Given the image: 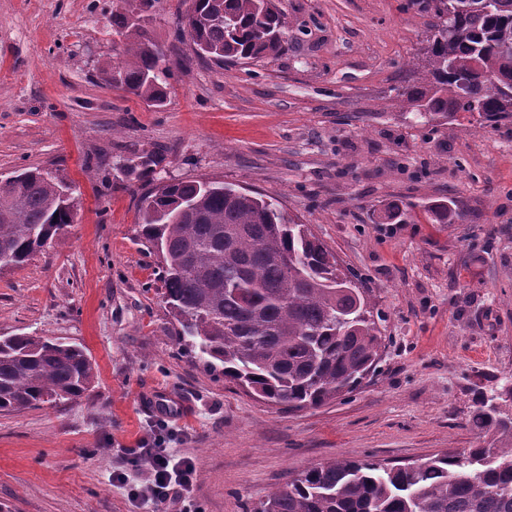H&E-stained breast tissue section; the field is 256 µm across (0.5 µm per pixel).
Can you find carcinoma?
I'll use <instances>...</instances> for the list:
<instances>
[{
	"mask_svg": "<svg viewBox=\"0 0 512 512\" xmlns=\"http://www.w3.org/2000/svg\"><path fill=\"white\" fill-rule=\"evenodd\" d=\"M184 17L195 52L218 65L283 52L290 23L273 0H191ZM432 18L424 65L398 90L429 117L476 112L512 119V0H410ZM112 23L126 59L100 68L108 86L164 100L167 54L123 8ZM59 174L26 170L0 185V270L19 268L74 223ZM139 241L156 254L163 298L186 351L246 392L290 409L319 407L355 390L376 369L382 336L370 299L338 287L336 256L277 200L224 184H159L141 198ZM190 211L172 222L184 204ZM452 224L451 200L428 206ZM84 348L59 340L0 336V411L76 400L94 382ZM482 394L472 414L481 441L419 464L337 458L302 471L254 512H512V413Z\"/></svg>",
	"mask_w": 512,
	"mask_h": 512,
	"instance_id": "carcinoma-1",
	"label": "carcinoma"
}]
</instances>
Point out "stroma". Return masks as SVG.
Returning <instances> with one entry per match:
<instances>
[{
    "mask_svg": "<svg viewBox=\"0 0 512 512\" xmlns=\"http://www.w3.org/2000/svg\"><path fill=\"white\" fill-rule=\"evenodd\" d=\"M405 2L274 0L297 24L287 49L220 66L175 41L190 0H156L147 32L183 57L152 105L98 78L122 48L112 0H0V181L53 170L79 201L43 251L0 271V335L78 344L96 372L78 402L0 414V512H153L128 495L145 478L128 451L154 432L193 460L196 512H252L326 459L407 465L476 446L477 396L512 376V119L403 107L427 30ZM136 152L157 165H132ZM170 180L273 197L311 225L382 314L375 372L291 410L190 356L137 241L143 185ZM442 198L455 223L427 220ZM393 203L406 223H380ZM157 397L174 407L162 431Z\"/></svg>",
    "mask_w": 512,
    "mask_h": 512,
    "instance_id": "35a3bbf8",
    "label": "stroma"
}]
</instances>
